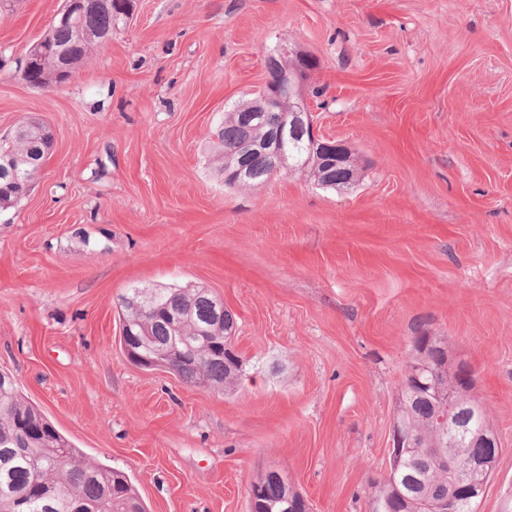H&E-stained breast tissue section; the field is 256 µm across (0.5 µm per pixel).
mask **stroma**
I'll list each match as a JSON object with an SVG mask.
<instances>
[{
	"label": "stroma",
	"mask_w": 512,
	"mask_h": 512,
	"mask_svg": "<svg viewBox=\"0 0 512 512\" xmlns=\"http://www.w3.org/2000/svg\"><path fill=\"white\" fill-rule=\"evenodd\" d=\"M62 0L0 13V136L54 143L0 214V371L148 512H249L269 470L310 512H368L417 336L476 372L512 498V0H134L71 78L17 71ZM312 59L318 133L360 181L231 189L208 165L264 56ZM203 287L238 316L250 378L222 394L132 364L131 288Z\"/></svg>",
	"instance_id": "35a3bbf8"
}]
</instances>
